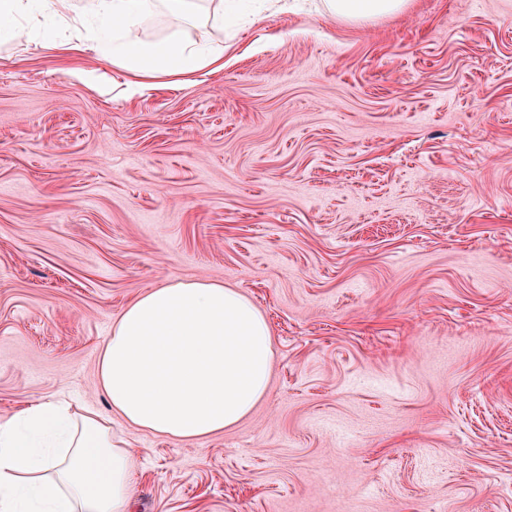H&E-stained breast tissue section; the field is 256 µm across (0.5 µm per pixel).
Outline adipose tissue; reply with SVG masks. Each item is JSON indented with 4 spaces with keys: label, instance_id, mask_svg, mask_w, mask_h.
I'll return each instance as SVG.
<instances>
[{
    "label": "adipose tissue",
    "instance_id": "1",
    "mask_svg": "<svg viewBox=\"0 0 512 512\" xmlns=\"http://www.w3.org/2000/svg\"><path fill=\"white\" fill-rule=\"evenodd\" d=\"M408 0H324L328 14L365 21ZM39 5L70 36L59 52H89L129 76V86L181 84L222 69L224 50L174 34L146 42L140 26L159 10L185 15L193 0H0V31ZM273 361L270 327L232 288L206 280L140 295L112 326L98 358V390L111 415L75 413L67 400H37L0 419V512H130L133 453L112 429L194 442L246 417L265 396Z\"/></svg>",
    "mask_w": 512,
    "mask_h": 512
}]
</instances>
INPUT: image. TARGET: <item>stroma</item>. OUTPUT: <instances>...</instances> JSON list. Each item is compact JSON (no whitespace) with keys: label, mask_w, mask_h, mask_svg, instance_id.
<instances>
[{"label":"stroma","mask_w":512,"mask_h":512,"mask_svg":"<svg viewBox=\"0 0 512 512\" xmlns=\"http://www.w3.org/2000/svg\"><path fill=\"white\" fill-rule=\"evenodd\" d=\"M320 3L158 14L224 68L131 97L50 18L0 40V418L107 411L123 310L205 279L266 318L268 392L191 443L113 419L133 512H512V0ZM408 0H325L327 13L348 21H365L397 14L407 6Z\"/></svg>","instance_id":"obj_1"}]
</instances>
